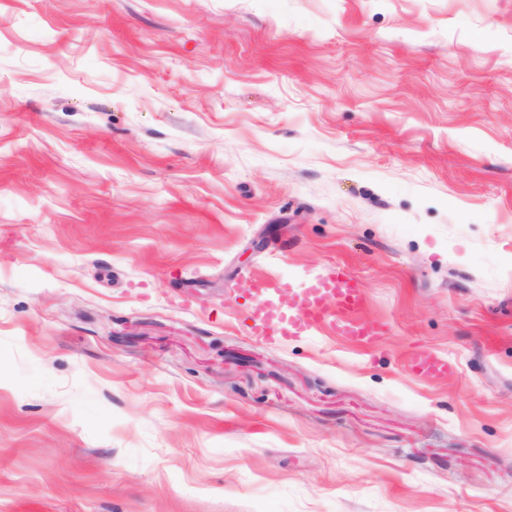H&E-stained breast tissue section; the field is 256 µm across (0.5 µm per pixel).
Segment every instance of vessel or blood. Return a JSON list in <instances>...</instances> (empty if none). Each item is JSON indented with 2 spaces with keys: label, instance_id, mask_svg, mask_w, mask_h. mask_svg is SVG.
Listing matches in <instances>:
<instances>
[{
  "label": "vessel or blood",
  "instance_id": "obj_1",
  "mask_svg": "<svg viewBox=\"0 0 512 512\" xmlns=\"http://www.w3.org/2000/svg\"><path fill=\"white\" fill-rule=\"evenodd\" d=\"M244 290L253 300L248 311L250 328L266 341L285 343L327 327L367 345L386 331L385 324L364 318L365 290L355 275L338 264L308 277L304 288L292 293L285 292L279 280L264 276L247 281ZM408 362L417 374L431 380L454 369L446 357L429 350L411 353Z\"/></svg>",
  "mask_w": 512,
  "mask_h": 512
}]
</instances>
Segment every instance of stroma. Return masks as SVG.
Wrapping results in <instances>:
<instances>
[{"instance_id":"stroma-1","label":"stroma","mask_w":512,"mask_h":512,"mask_svg":"<svg viewBox=\"0 0 512 512\" xmlns=\"http://www.w3.org/2000/svg\"><path fill=\"white\" fill-rule=\"evenodd\" d=\"M0 512H512V0H0ZM283 288L279 280L264 276L253 277L244 285L253 299L248 311L250 328L263 340L288 343L328 327L337 335L367 345L386 331L385 323L363 318L365 290L344 266L326 267L291 294ZM408 362L417 374L430 380L446 377L455 368L446 357L430 350H419L409 354Z\"/></svg>"}]
</instances>
